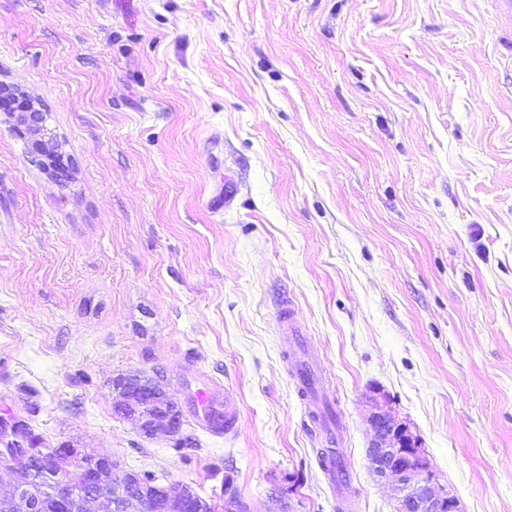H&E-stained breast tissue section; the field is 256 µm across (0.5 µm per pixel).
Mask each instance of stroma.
I'll use <instances>...</instances> for the list:
<instances>
[{
	"label": "stroma",
	"mask_w": 512,
	"mask_h": 512,
	"mask_svg": "<svg viewBox=\"0 0 512 512\" xmlns=\"http://www.w3.org/2000/svg\"><path fill=\"white\" fill-rule=\"evenodd\" d=\"M488 0H0V409L248 512H341L292 379L317 355L357 512L369 396L461 512H512V47ZM232 194L223 203L224 194ZM161 375L198 441L117 418ZM229 387L235 429L198 390ZM9 108H11L13 112H25L26 104L22 101L18 103L16 100H12L11 102L3 97L0 102V110L2 111V109H4V112H6ZM28 108L29 112L24 113L26 115V124L23 126H25L30 133L37 134L40 131L39 128L41 124L40 104L35 100L29 99Z\"/></svg>",
	"instance_id": "obj_1"
}]
</instances>
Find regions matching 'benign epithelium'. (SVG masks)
Wrapping results in <instances>:
<instances>
[{"label":"benign epithelium","mask_w":512,"mask_h":512,"mask_svg":"<svg viewBox=\"0 0 512 512\" xmlns=\"http://www.w3.org/2000/svg\"><path fill=\"white\" fill-rule=\"evenodd\" d=\"M25 128L36 134L41 124L39 103L28 100ZM125 400L114 408L118 417L135 421L142 432L149 436H179L183 431L180 414L163 401L154 400V389L150 385H131L124 390ZM372 439L367 448L372 474L377 482L390 488L395 502V512H460L455 494L439 483L421 449L407 434L406 429L378 402L372 403L367 417ZM10 436L11 452L20 455L28 451V434L18 423L17 416L8 410H0V437ZM84 458L92 462V482L100 479L104 468L118 471L112 458L84 448H65L60 453L63 462ZM141 496L142 505L154 503L167 497L160 487L148 489L133 473L121 472L113 487L112 507L124 497L125 492ZM54 497L62 512H93L92 505L100 498L91 493L83 497L69 494L62 484L53 489ZM0 512H40V502L25 484L13 480L8 492H0Z\"/></svg>","instance_id":"benign-epithelium-1"}]
</instances>
